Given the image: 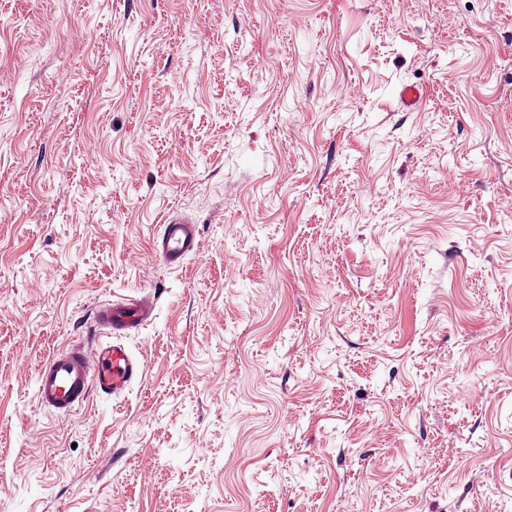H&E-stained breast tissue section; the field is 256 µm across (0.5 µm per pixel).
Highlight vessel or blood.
<instances>
[{
  "label": "vessel or blood",
  "mask_w": 512,
  "mask_h": 512,
  "mask_svg": "<svg viewBox=\"0 0 512 512\" xmlns=\"http://www.w3.org/2000/svg\"><path fill=\"white\" fill-rule=\"evenodd\" d=\"M197 222L176 214L165 216L155 245L156 258L169 268H180L198 253ZM157 296L152 292L118 303L97 306L87 336L53 353L36 371V396L45 409L72 415L93 394L123 395L144 376L143 363L125 346L130 331L150 322Z\"/></svg>",
  "instance_id": "vessel-or-blood-1"
}]
</instances>
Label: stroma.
I'll list each match as a JSON object with an SVG mask.
<instances>
[{"label": "stroma", "mask_w": 512, "mask_h": 512, "mask_svg": "<svg viewBox=\"0 0 512 512\" xmlns=\"http://www.w3.org/2000/svg\"><path fill=\"white\" fill-rule=\"evenodd\" d=\"M0 512H512V0H0ZM162 223V232L154 249L155 256L167 267L178 269L189 257L199 252L201 239L198 223L174 213L165 216ZM158 296L143 291L118 303L97 306L88 336L43 361L36 371V396L45 409L73 415L94 393L123 395L144 376L143 363L123 336L150 322Z\"/></svg>", "instance_id": "obj_1"}]
</instances>
